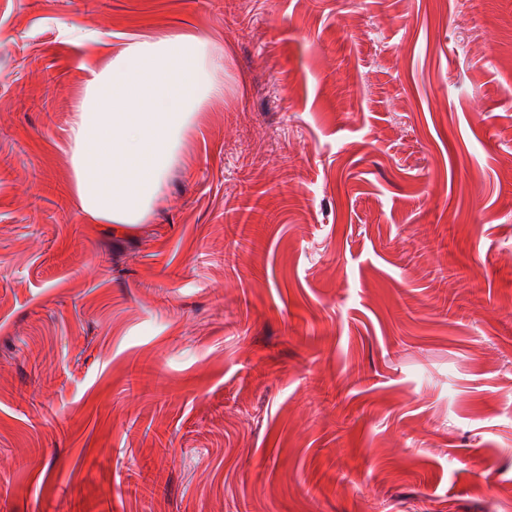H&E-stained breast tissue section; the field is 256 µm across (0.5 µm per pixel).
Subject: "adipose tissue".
<instances>
[{
	"instance_id": "1",
	"label": "adipose tissue",
	"mask_w": 512,
	"mask_h": 512,
	"mask_svg": "<svg viewBox=\"0 0 512 512\" xmlns=\"http://www.w3.org/2000/svg\"><path fill=\"white\" fill-rule=\"evenodd\" d=\"M204 35L135 36L104 59L68 127L73 189L102 224L143 223L205 105L223 89Z\"/></svg>"
}]
</instances>
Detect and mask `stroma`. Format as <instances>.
<instances>
[{"label": "stroma", "mask_w": 512, "mask_h": 512, "mask_svg": "<svg viewBox=\"0 0 512 512\" xmlns=\"http://www.w3.org/2000/svg\"><path fill=\"white\" fill-rule=\"evenodd\" d=\"M80 31L223 63L127 230ZM0 512H512V0H0Z\"/></svg>", "instance_id": "stroma-1"}]
</instances>
